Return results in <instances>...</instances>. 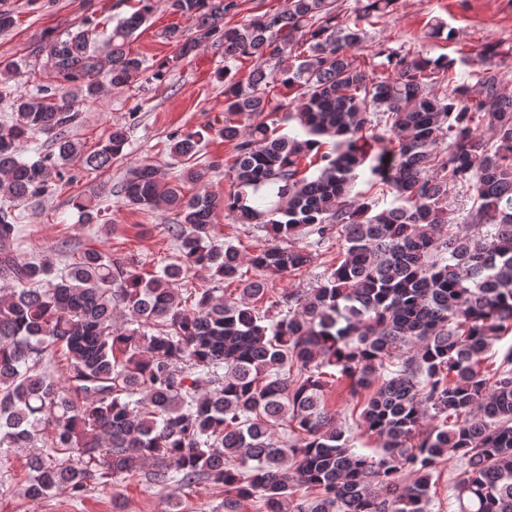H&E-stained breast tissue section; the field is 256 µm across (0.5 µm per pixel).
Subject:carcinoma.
I'll list each match as a JSON object with an SVG mask.
<instances>
[{
    "label": "carcinoma",
    "mask_w": 512,
    "mask_h": 512,
    "mask_svg": "<svg viewBox=\"0 0 512 512\" xmlns=\"http://www.w3.org/2000/svg\"><path fill=\"white\" fill-rule=\"evenodd\" d=\"M356 2L344 17L337 0H286L230 26L224 17L238 13L237 0H170L194 31L164 29L176 53L151 79L206 43L223 49L219 135L235 143V190L185 195V184L203 186L222 165L189 164L200 132L169 135L170 154L186 164L176 175L147 163L128 170L125 203L175 214L177 256L148 278L94 248L60 271L49 255L18 260L14 204L54 193L75 158L103 173L125 157L120 123L82 152L69 136L73 102L97 96L102 74L121 88L146 72L130 44L153 0H137L102 50L87 19L48 40L53 90L12 94L24 61L0 63V99L12 110L0 124V452L39 449L27 462L29 499L79 498L92 483L146 469L157 483L223 486L224 512L256 495L264 512H426L432 473L451 454L464 463L459 512H512V346L496 369H482L491 341L512 332L508 73L486 47L473 84L456 80L453 59L398 50L376 53L389 70L378 76L356 51L365 26L398 0ZM249 59L246 79L231 76ZM277 80L297 88L303 138L262 118L284 107L271 108ZM37 134L53 150L25 161L22 147ZM360 171L371 196L351 194ZM459 186L474 191L464 231L446 219ZM71 205L84 224L103 217L95 195ZM220 210L265 232L268 245L247 258L217 243ZM301 236L341 239L340 259L317 287L273 302L286 311L259 312L253 301L270 278L312 263V252L292 245ZM247 262L258 275L243 277ZM193 268L211 286L184 294L179 282ZM227 281L240 282L239 299H224ZM60 349L64 384L45 366ZM333 378L353 397L368 392L361 429L382 441L379 457L356 451L336 426L326 404ZM283 420L293 436L279 441ZM426 420L436 424L424 430ZM406 470L416 475L409 483ZM296 487L310 495L294 498Z\"/></svg>",
    "instance_id": "cac0c4a2"
}]
</instances>
